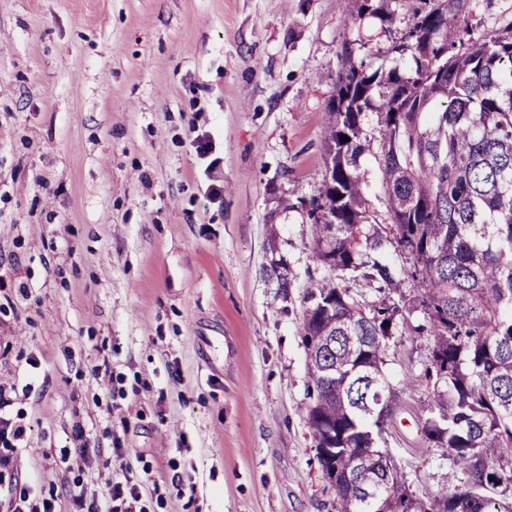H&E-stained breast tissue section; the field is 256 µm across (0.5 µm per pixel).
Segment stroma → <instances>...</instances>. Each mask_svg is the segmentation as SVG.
<instances>
[{
	"mask_svg": "<svg viewBox=\"0 0 512 512\" xmlns=\"http://www.w3.org/2000/svg\"><path fill=\"white\" fill-rule=\"evenodd\" d=\"M466 20L502 29L512 0H469ZM409 23L346 0H0V274L26 289L0 322V384L24 385L31 354L45 374L19 473L60 483L80 423L87 496L129 479L148 512H336L298 331L302 286L326 273L309 203L346 61L385 63ZM192 124L223 160L222 205ZM424 322L385 347L399 404L378 443L419 493L452 464L423 433ZM91 329L111 377L87 374ZM110 387L124 397L96 406Z\"/></svg>",
	"mask_w": 512,
	"mask_h": 512,
	"instance_id": "stroma-1",
	"label": "stroma"
}]
</instances>
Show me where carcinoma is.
Segmentation results:
<instances>
[{
  "label": "carcinoma",
  "instance_id": "obj_1",
  "mask_svg": "<svg viewBox=\"0 0 512 512\" xmlns=\"http://www.w3.org/2000/svg\"><path fill=\"white\" fill-rule=\"evenodd\" d=\"M468 0H421L392 63L347 61L326 112L332 182L312 205L316 258L383 294L366 305L335 278L303 296L307 419L336 512H512V24L472 36ZM357 17L391 16L388 0H354ZM378 114L369 129L366 114ZM349 140L343 141L341 137ZM377 147L389 227L366 228L359 159ZM393 236L411 262L382 259ZM419 286L435 346L424 435L446 448L443 486L418 496L377 451L398 395L385 382L386 342L405 318L404 278ZM389 326H384V323Z\"/></svg>",
  "mask_w": 512,
  "mask_h": 512
}]
</instances>
